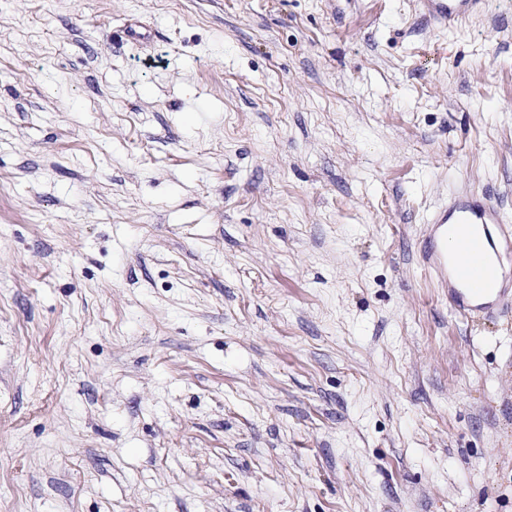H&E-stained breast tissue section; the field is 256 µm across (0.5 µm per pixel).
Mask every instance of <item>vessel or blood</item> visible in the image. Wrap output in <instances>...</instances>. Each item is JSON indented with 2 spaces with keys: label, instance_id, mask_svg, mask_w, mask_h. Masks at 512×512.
<instances>
[{
  "label": "vessel or blood",
  "instance_id": "obj_1",
  "mask_svg": "<svg viewBox=\"0 0 512 512\" xmlns=\"http://www.w3.org/2000/svg\"><path fill=\"white\" fill-rule=\"evenodd\" d=\"M440 26L453 28L479 12L484 0H423ZM456 248H449V241ZM421 256L463 316L491 317L512 305V225L488 197L461 195L435 211Z\"/></svg>",
  "mask_w": 512,
  "mask_h": 512
}]
</instances>
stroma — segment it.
Listing matches in <instances>:
<instances>
[{"label": "stroma", "instance_id": "35a3bbf8", "mask_svg": "<svg viewBox=\"0 0 512 512\" xmlns=\"http://www.w3.org/2000/svg\"><path fill=\"white\" fill-rule=\"evenodd\" d=\"M512 0H0V512H512ZM429 15L442 27L454 28L466 17L479 12L483 0H423ZM429 224L421 256L455 312L491 317L512 305V228L491 198L458 196ZM448 238L457 243L449 255Z\"/></svg>", "mask_w": 512, "mask_h": 512}]
</instances>
